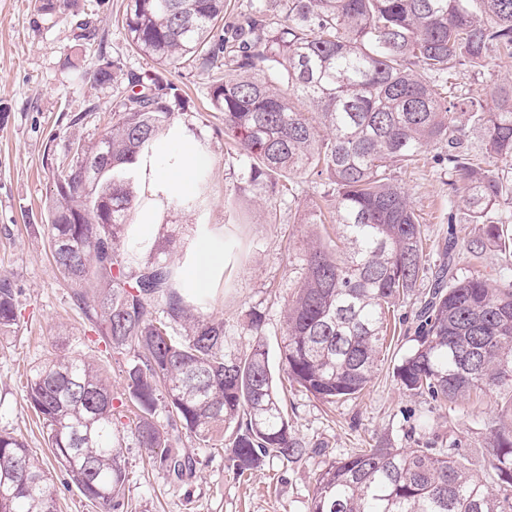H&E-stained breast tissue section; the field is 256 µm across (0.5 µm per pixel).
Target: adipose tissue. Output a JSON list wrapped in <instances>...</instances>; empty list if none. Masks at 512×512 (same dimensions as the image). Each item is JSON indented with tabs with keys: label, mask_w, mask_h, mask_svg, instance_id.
<instances>
[{
	"label": "adipose tissue",
	"mask_w": 512,
	"mask_h": 512,
	"mask_svg": "<svg viewBox=\"0 0 512 512\" xmlns=\"http://www.w3.org/2000/svg\"><path fill=\"white\" fill-rule=\"evenodd\" d=\"M165 141L167 146L156 165L147 170L143 187L159 201L191 196L196 174L210 165V157L180 129L170 130ZM190 251L192 261L182 273L181 288L192 294L208 292L224 270V243L213 234H200L193 239Z\"/></svg>",
	"instance_id": "ef3b65f1"
}]
</instances>
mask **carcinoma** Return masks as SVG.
Here are the masks:
<instances>
[{
	"label": "carcinoma",
	"instance_id": "obj_1",
	"mask_svg": "<svg viewBox=\"0 0 512 512\" xmlns=\"http://www.w3.org/2000/svg\"><path fill=\"white\" fill-rule=\"evenodd\" d=\"M268 0L224 26L226 0H128L127 40L162 69L186 57L211 68L213 107L224 138L247 160L250 186L272 198L293 193L302 173L326 176L335 237L315 238L286 304L281 367L287 380L328 404L358 397L380 362L387 315L425 276L424 230L393 168H408L434 145L473 224L512 254V80L490 101L453 91L450 80L512 58V0ZM284 22L272 21L277 8ZM268 69L277 85L254 72ZM428 75L423 80L418 71ZM119 66L102 59L99 86ZM113 113L97 141L77 144L54 174L45 230L54 268L105 348L131 355L114 402L100 366L57 344L30 370L26 400L42 418L48 447L100 512H128L119 428L136 409L138 447L152 467L181 479L196 460L187 435L224 441L237 474L309 451L288 418L273 373L263 313L245 314L252 344L240 348L224 319L201 312L175 288V266L141 263L122 247L136 205L132 174L160 131L174 125L177 88L156 73ZM484 131L479 153L463 149L457 111ZM112 163L86 186L79 169L100 152ZM12 283L0 277V335L15 332ZM417 347L395 368L403 391L435 402L496 392L486 473L431 448H361L316 479L309 512H512V268L436 284L415 327ZM166 425L155 420L158 408ZM0 512H57L49 478L20 437L0 431Z\"/></svg>",
	"mask_w": 512,
	"mask_h": 512
}]
</instances>
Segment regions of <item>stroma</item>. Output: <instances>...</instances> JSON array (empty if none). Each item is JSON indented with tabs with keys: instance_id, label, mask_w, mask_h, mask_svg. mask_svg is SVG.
Wrapping results in <instances>:
<instances>
[{
	"instance_id": "stroma-1",
	"label": "stroma",
	"mask_w": 512,
	"mask_h": 512,
	"mask_svg": "<svg viewBox=\"0 0 512 512\" xmlns=\"http://www.w3.org/2000/svg\"><path fill=\"white\" fill-rule=\"evenodd\" d=\"M127 0H73L71 7L47 18L39 0H0V276L16 288L19 327L0 336V430L22 437L32 453L49 466L58 512H98L52 461L46 431L26 401L30 369L44 357L50 341L72 340L80 353L102 365L113 396L122 392L126 355L93 343L94 333L56 273L44 229V211L53 186L45 165L47 152L57 163L69 162L75 143H91L112 123L129 93L127 73L158 71V64L127 41L122 17ZM114 61L124 76L95 85L91 73L101 58ZM183 103L176 125L212 157L207 168L206 202L200 212L164 203L156 220L155 242H169L172 264L191 261L189 243L199 225L223 232L235 252L224 255V272L208 299L206 313L222 318L240 347L252 338L243 330L250 308L266 316L265 341L271 362H278L284 307L297 284L310 242L303 225L311 203L327 204L324 178H298L293 199L267 200L242 179L243 158L224 148V120L210 103L211 76L188 59L166 73ZM438 148L429 149L417 169L396 170L409 193L427 238V275L401 304L403 317L382 352L368 389L356 399L326 404L294 390L288 412L309 453L302 461L264 463L237 476L223 446L204 448L183 437L196 459L191 476L178 480L146 465L144 451L130 431H122L128 512H308L316 479L331 461L359 448H433L465 456L481 467L490 429L487 420L495 396L479 404L433 402L404 393L394 368L413 348L416 314L451 244L483 239L484 227L471 223L463 205L449 207L455 191L447 166L438 164Z\"/></svg>"
}]
</instances>
